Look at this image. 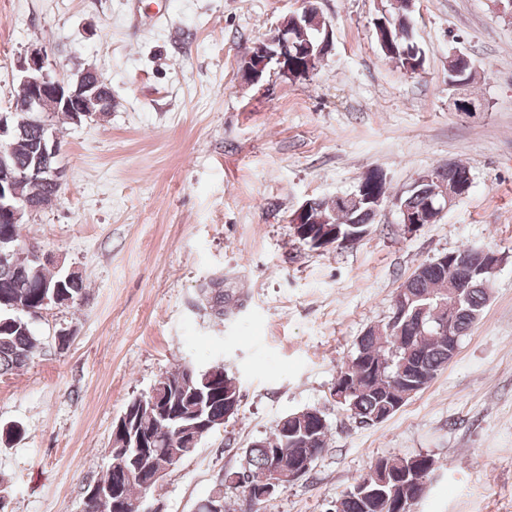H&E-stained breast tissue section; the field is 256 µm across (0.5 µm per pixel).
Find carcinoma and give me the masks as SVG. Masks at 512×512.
Masks as SVG:
<instances>
[{
  "label": "carcinoma",
  "instance_id": "cac0c4a2",
  "mask_svg": "<svg viewBox=\"0 0 512 512\" xmlns=\"http://www.w3.org/2000/svg\"><path fill=\"white\" fill-rule=\"evenodd\" d=\"M412 15L401 8L390 13L386 24H374L375 35L382 36L389 50L388 57L395 60L401 68H421L424 64V52L414 40L410 32L408 19ZM40 141L38 129H31L27 143L13 152L11 162L23 168L28 165L35 154ZM434 180L430 182L415 181L412 188L401 196V202L411 209H420L426 202L439 195L441 179L450 184L467 182L471 177L470 169L463 163L455 162L444 171L439 168L430 170ZM61 187L43 181L25 182L19 185L22 196L36 202L40 207L48 205L58 196ZM326 215H334L339 232L348 229V224L371 225L375 221L373 213L365 208L346 210L325 209ZM0 238L13 239L18 244H26L21 233V225L9 224L0 215ZM467 249H459L448 253V264L430 263L421 274L405 282L407 293L413 297L412 306L427 308L424 325L418 326L420 313L408 310L405 317L412 318L405 326V333L377 335L371 331L362 333L357 338L351 358L344 362L334 387L348 382L344 400L339 402L341 408L354 412L362 426H374L381 423L384 417H392L403 405L424 390L438 372L445 369L451 362L448 353V333L440 323L436 310L438 302L455 294L459 287L448 273V266L455 265L465 257ZM66 273L54 271L50 266L36 263L21 251L12 260L0 262V376L17 371L42 349V340L33 327L32 313L41 308L45 290L55 285L60 286L62 301L67 306L79 304L86 294L82 278L65 280ZM200 294L212 313L217 317L224 316V290L221 283L209 281L200 285ZM464 301L451 333L464 336L474 325V315L481 313L489 295L484 276L477 275L471 280L470 287L463 289ZM189 366L183 365L166 372L156 381L161 392L169 395L162 411L146 417L141 422V429L146 447L155 458L172 457L178 453L188 456L180 445V431L173 421L197 407L191 389L181 390L176 387L180 377ZM198 377L196 387L206 392L204 417L218 427L224 420V384H232L236 379L226 376L215 386L206 380L211 376L210 370H195ZM282 429L276 427L273 432L258 444L249 446L244 451L249 469L254 477L265 473L270 466L271 449H281L283 461L291 463L299 452L292 446H285ZM385 465L390 472L401 474L412 472L418 478L429 479L435 470V460L428 454L415 453L403 457L383 456L375 460V469L361 478L346 491L337 502L340 512H394L392 500L388 497L362 499L356 489L360 484H377L380 480V465ZM96 482L113 486L118 496L127 504L125 512H143L139 505L141 499L154 491L156 485L149 484L145 479L130 478L123 471L107 468Z\"/></svg>",
  "mask_w": 512,
  "mask_h": 512
}]
</instances>
